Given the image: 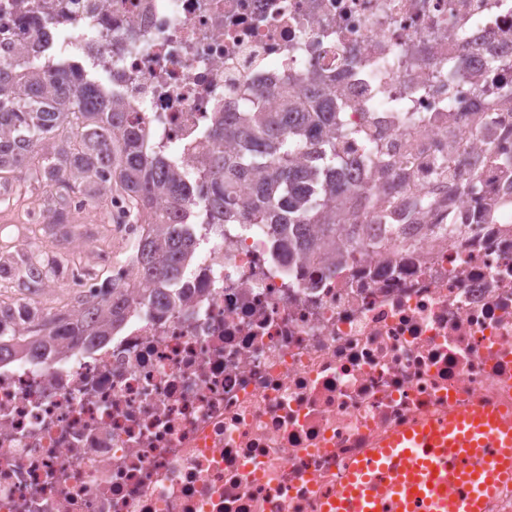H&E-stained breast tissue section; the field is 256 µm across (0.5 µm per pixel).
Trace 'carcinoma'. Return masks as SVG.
I'll return each instance as SVG.
<instances>
[{
	"instance_id": "obj_1",
	"label": "carcinoma",
	"mask_w": 512,
	"mask_h": 512,
	"mask_svg": "<svg viewBox=\"0 0 512 512\" xmlns=\"http://www.w3.org/2000/svg\"><path fill=\"white\" fill-rule=\"evenodd\" d=\"M474 137H508L491 112L473 116ZM358 135L336 111V92L313 88L298 100L281 96L274 112L258 108L223 112L208 132V171L197 185L202 203L201 224H268L277 248L292 261L323 256L343 244L361 248L362 224L336 223V209L354 208L359 188L334 180L340 166L338 141ZM315 143V159H300L304 142ZM483 161L499 170L502 184L512 191V157L488 149ZM433 173L446 195L436 204L453 203L473 192L481 177L472 169L460 178L453 156L433 162ZM18 174L55 190L40 221L50 237L70 239L67 194L78 185L91 203L112 194L128 201V212L143 225V235L131 246L129 260L138 279L118 285L107 277L97 295H78L56 311L36 304L18 307L0 300V359L17 353L19 337L36 348L58 338L77 345L84 336H109L120 326L130 296L159 313L175 303L180 283L200 247L195 232L176 222L194 202L190 186L178 170V157L163 159L144 146L137 112H120L92 82H83L71 66L43 70L32 61L18 72L0 65V174ZM165 198L166 208L157 206ZM390 193L371 201L383 219L397 212ZM68 267L57 255L20 250L0 256V284L19 288L32 298L65 279Z\"/></svg>"
}]
</instances>
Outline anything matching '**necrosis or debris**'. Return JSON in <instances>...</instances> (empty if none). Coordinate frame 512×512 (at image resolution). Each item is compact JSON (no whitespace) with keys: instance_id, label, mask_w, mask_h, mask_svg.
Masks as SVG:
<instances>
[{"instance_id":"necrosis-or-debris-1","label":"necrosis or debris","mask_w":512,"mask_h":512,"mask_svg":"<svg viewBox=\"0 0 512 512\" xmlns=\"http://www.w3.org/2000/svg\"><path fill=\"white\" fill-rule=\"evenodd\" d=\"M491 55L512 62V0L0 6L1 63L92 74L187 178L221 113L314 82L361 131L341 156L366 193L434 191L450 153L482 181L380 249L291 261L265 225L212 229L174 310L135 302L105 341L1 360L0 512H323L350 464L421 419L492 405L512 423V196L471 136L475 112L512 128Z\"/></svg>"}]
</instances>
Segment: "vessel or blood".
Returning <instances> with one entry per match:
<instances>
[{
    "label": "vessel or blood",
    "instance_id": "b4317fda",
    "mask_svg": "<svg viewBox=\"0 0 512 512\" xmlns=\"http://www.w3.org/2000/svg\"><path fill=\"white\" fill-rule=\"evenodd\" d=\"M512 477V425L448 411L370 450L328 512H485Z\"/></svg>",
    "mask_w": 512,
    "mask_h": 512
}]
</instances>
